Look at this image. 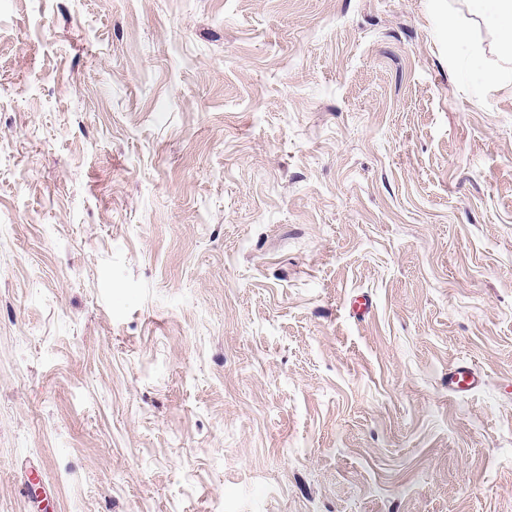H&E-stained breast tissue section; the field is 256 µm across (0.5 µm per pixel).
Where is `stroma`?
<instances>
[{
  "instance_id": "stroma-1",
  "label": "stroma",
  "mask_w": 512,
  "mask_h": 512,
  "mask_svg": "<svg viewBox=\"0 0 512 512\" xmlns=\"http://www.w3.org/2000/svg\"><path fill=\"white\" fill-rule=\"evenodd\" d=\"M494 38L470 0H0V512H512ZM443 31L448 38L449 46L463 50L470 43V31L467 27L460 24L454 15H448L447 20L443 23ZM484 384V373L472 361L462 359L448 365V395L450 397H470Z\"/></svg>"
}]
</instances>
